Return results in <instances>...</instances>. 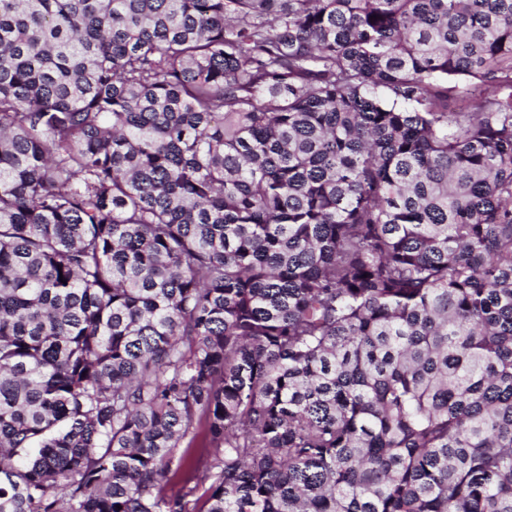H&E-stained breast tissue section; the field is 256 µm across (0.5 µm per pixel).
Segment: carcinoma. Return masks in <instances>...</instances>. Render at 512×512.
I'll use <instances>...</instances> for the list:
<instances>
[{
	"label": "carcinoma",
	"mask_w": 512,
	"mask_h": 512,
	"mask_svg": "<svg viewBox=\"0 0 512 512\" xmlns=\"http://www.w3.org/2000/svg\"><path fill=\"white\" fill-rule=\"evenodd\" d=\"M207 481L512 512V0H0V512Z\"/></svg>",
	"instance_id": "1"
}]
</instances>
